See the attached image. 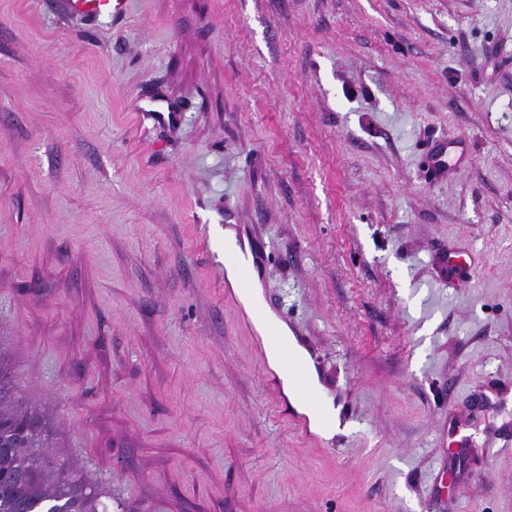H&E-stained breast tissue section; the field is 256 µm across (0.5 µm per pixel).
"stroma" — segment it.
<instances>
[{
  "label": "stroma",
  "mask_w": 512,
  "mask_h": 512,
  "mask_svg": "<svg viewBox=\"0 0 512 512\" xmlns=\"http://www.w3.org/2000/svg\"><path fill=\"white\" fill-rule=\"evenodd\" d=\"M240 240L337 444L267 388ZM0 348L128 512H512V0H0ZM58 7L66 14L98 23L108 20L115 24L129 15V0H58Z\"/></svg>",
  "instance_id": "obj_1"
}]
</instances>
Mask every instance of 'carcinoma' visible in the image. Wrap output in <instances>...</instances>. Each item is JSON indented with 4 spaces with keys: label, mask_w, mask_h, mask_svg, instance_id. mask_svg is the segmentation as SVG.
I'll return each instance as SVG.
<instances>
[{
    "label": "carcinoma",
    "mask_w": 512,
    "mask_h": 512,
    "mask_svg": "<svg viewBox=\"0 0 512 512\" xmlns=\"http://www.w3.org/2000/svg\"><path fill=\"white\" fill-rule=\"evenodd\" d=\"M0 512H112V496L64 452L54 418L23 394L1 353Z\"/></svg>",
    "instance_id": "obj_1"
}]
</instances>
